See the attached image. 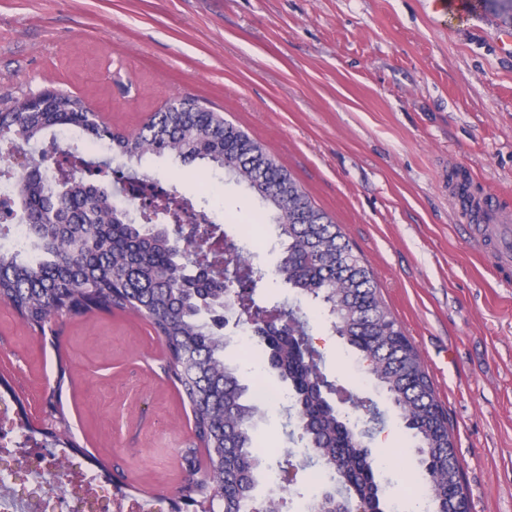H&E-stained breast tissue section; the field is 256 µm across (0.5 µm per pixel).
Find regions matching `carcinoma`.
I'll use <instances>...</instances> for the list:
<instances>
[{
  "instance_id": "obj_1",
  "label": "carcinoma",
  "mask_w": 512,
  "mask_h": 512,
  "mask_svg": "<svg viewBox=\"0 0 512 512\" xmlns=\"http://www.w3.org/2000/svg\"><path fill=\"white\" fill-rule=\"evenodd\" d=\"M512 21V0H479ZM15 122L0 123V141L18 149L77 128L90 141L108 143L110 157L94 164L57 140L28 169L11 180L5 198L26 225L33 251L0 250V302L31 326L60 313L79 315L130 310L147 320L165 346L167 371L195 411L193 447L203 446L208 479L195 496L220 512H272L271 501L256 507L257 473L265 463L256 428L258 408L251 386L224 356V306L245 308V323L268 322L273 334L262 343L264 366L288 383L301 440L334 485L322 494L321 512H336V493L361 503L364 512H384V492L375 477V457L327 398L331 382L318 368L305 323L279 305L254 300L261 270L236 243L223 248L222 226L181 223L177 191L166 192L167 223H154L157 206L141 205L142 222L132 221L108 198L106 176L112 158L141 162L171 154L203 170H223L244 184L277 231L280 275L330 320L336 335L369 362L375 386L383 391L415 441L421 478L431 488L433 512H469L459 475L448 470L457 458L445 410L419 351L384 303L362 252L264 147L219 113L191 97L174 109L154 113L137 132L123 134L98 125L84 99L52 89L45 106H12ZM200 237L209 245L204 278L192 277L195 261L180 242ZM233 264L235 290L224 291L226 263Z\"/></svg>"
}]
</instances>
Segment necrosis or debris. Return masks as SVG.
<instances>
[{
	"label": "necrosis or debris",
	"instance_id": "4bbe7bcc",
	"mask_svg": "<svg viewBox=\"0 0 512 512\" xmlns=\"http://www.w3.org/2000/svg\"><path fill=\"white\" fill-rule=\"evenodd\" d=\"M0 512H164L155 499L127 502L109 477L70 449L47 448L0 397Z\"/></svg>",
	"mask_w": 512,
	"mask_h": 512
}]
</instances>
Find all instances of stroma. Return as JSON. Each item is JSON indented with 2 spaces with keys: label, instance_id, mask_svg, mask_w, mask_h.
Returning a JSON list of instances; mask_svg holds the SVG:
<instances>
[{
  "label": "stroma",
  "instance_id": "35a3bbf8",
  "mask_svg": "<svg viewBox=\"0 0 512 512\" xmlns=\"http://www.w3.org/2000/svg\"><path fill=\"white\" fill-rule=\"evenodd\" d=\"M502 22L461 19L430 0H0V110L44 90L84 98L102 125L137 132L173 98H200L279 160L364 254L448 412L469 512H512V277L474 239L448 182L463 173L512 216V51ZM141 172L206 208L228 238L257 220L250 249L263 306L294 308L341 398L384 420L364 440L381 486L418 475L403 422L377 389L354 390L346 346L274 273L276 232L250 191L170 156ZM165 348L128 311L53 319L38 330L0 302V376L39 431L60 407L93 468L117 467L129 497L173 501L187 477L192 409L163 370ZM296 420L257 422L267 467L259 498L309 512L319 494ZM292 452L281 468L283 449Z\"/></svg>",
  "mask_w": 512,
  "mask_h": 512
}]
</instances>
